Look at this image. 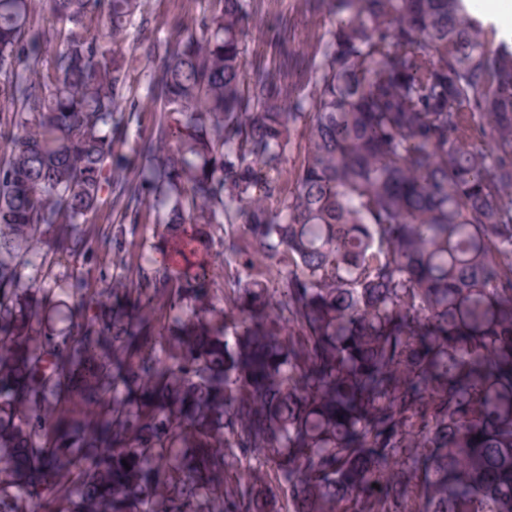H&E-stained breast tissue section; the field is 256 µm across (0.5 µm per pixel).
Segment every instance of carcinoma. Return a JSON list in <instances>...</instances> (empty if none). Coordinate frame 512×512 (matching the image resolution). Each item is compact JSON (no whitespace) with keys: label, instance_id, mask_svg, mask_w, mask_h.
Returning <instances> with one entry per match:
<instances>
[{"label":"carcinoma","instance_id":"carcinoma-1","mask_svg":"<svg viewBox=\"0 0 512 512\" xmlns=\"http://www.w3.org/2000/svg\"><path fill=\"white\" fill-rule=\"evenodd\" d=\"M309 4L307 77L281 28L243 64L263 0L162 40L141 0H0V452L41 472L0 512H512V44L465 0Z\"/></svg>","mask_w":512,"mask_h":512}]
</instances>
